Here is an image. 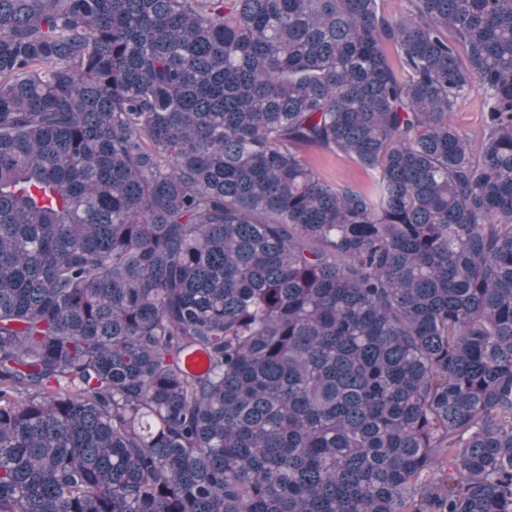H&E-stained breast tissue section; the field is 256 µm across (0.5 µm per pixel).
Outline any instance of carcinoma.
<instances>
[{"instance_id":"1","label":"carcinoma","mask_w":512,"mask_h":512,"mask_svg":"<svg viewBox=\"0 0 512 512\" xmlns=\"http://www.w3.org/2000/svg\"><path fill=\"white\" fill-rule=\"evenodd\" d=\"M0 512H512V0H0ZM483 105L481 95L472 92L448 114V121L470 136L483 133ZM302 154L320 177L329 182L345 181L363 188L369 185L365 172L341 156L314 148L304 149Z\"/></svg>"}]
</instances>
